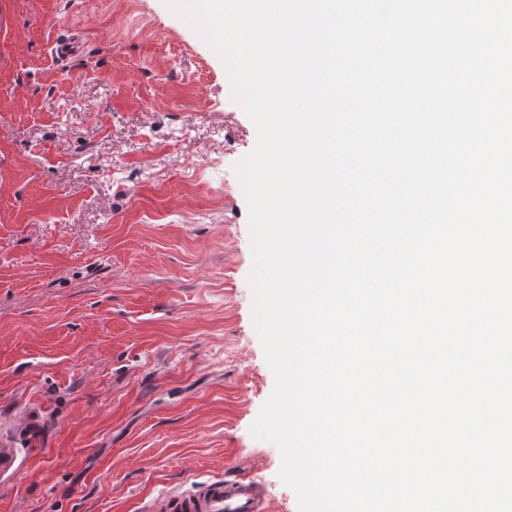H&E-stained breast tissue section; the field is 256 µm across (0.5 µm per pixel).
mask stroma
<instances>
[{"label": "stroma", "mask_w": 512, "mask_h": 512, "mask_svg": "<svg viewBox=\"0 0 512 512\" xmlns=\"http://www.w3.org/2000/svg\"><path fill=\"white\" fill-rule=\"evenodd\" d=\"M256 139L162 0H0V512H148L232 470L298 512L251 433Z\"/></svg>", "instance_id": "35a3bbf8"}]
</instances>
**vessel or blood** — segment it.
Here are the masks:
<instances>
[{
	"instance_id": "vessel-or-blood-1",
	"label": "vessel or blood",
	"mask_w": 512,
	"mask_h": 512,
	"mask_svg": "<svg viewBox=\"0 0 512 512\" xmlns=\"http://www.w3.org/2000/svg\"><path fill=\"white\" fill-rule=\"evenodd\" d=\"M152 512H275V507L254 479L227 475L188 493H166L154 501Z\"/></svg>"
}]
</instances>
